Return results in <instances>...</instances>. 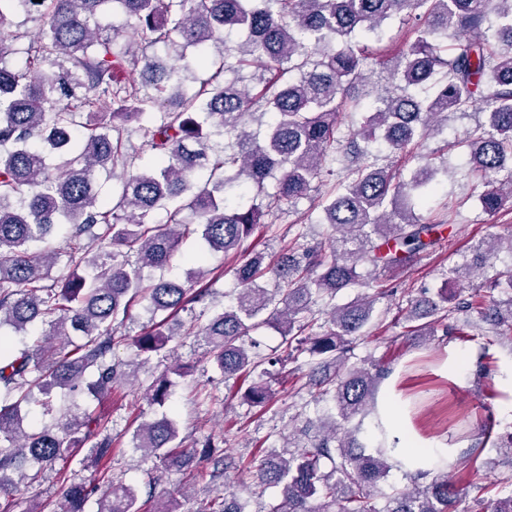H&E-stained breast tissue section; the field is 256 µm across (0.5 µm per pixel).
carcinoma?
I'll return each instance as SVG.
<instances>
[{
  "mask_svg": "<svg viewBox=\"0 0 512 512\" xmlns=\"http://www.w3.org/2000/svg\"><path fill=\"white\" fill-rule=\"evenodd\" d=\"M109 2L147 43L102 24ZM20 15L39 31L19 66L7 64L12 49L0 42V330L39 325L42 333L18 350L0 337V497L28 478L29 462L52 466L83 449V466L93 467L111 455L112 438L89 407L79 420L37 432L27 431L24 419L36 406L53 411L59 390L112 395L175 340L169 318L208 296L200 286L209 275L204 256H187L197 265L189 286L164 277L147 282L142 269L169 265L197 235L239 259V290L206 322H179L185 334L199 337L226 380L306 353L323 371L320 396L333 403L319 424L254 460L255 484L280 488L281 500L268 512H453L459 488L446 462L409 475L406 490L381 493L380 481L401 466L399 439L377 406L390 369L348 365L378 295L333 306L319 333L307 332V313L314 302L362 284L360 267L372 275L404 267L441 243L448 215L424 222L416 209L448 168L416 150L420 140L442 134L448 115L482 105L486 123L459 146L483 181L482 210L512 202V175L497 178L512 160V0H0L1 27ZM395 18L401 30L391 35ZM233 30L246 31V39L226 44L224 34ZM121 35L128 44L116 53L112 44ZM211 45L220 49L216 71L189 78L209 65L204 50ZM157 46L179 64L166 66L148 52ZM377 69L387 73L385 84L365 104L360 88ZM227 71L237 79L224 81ZM107 102L109 120L101 108ZM162 107L160 119L139 126L153 165L135 171L119 123ZM200 112L236 144L211 149ZM344 112L359 121L341 134ZM247 120L266 125L263 138L245 130ZM374 144L400 160L418 158L410 178L395 164L364 162ZM328 158L347 162L346 181L321 203L322 223L336 232L333 246L319 242L299 255L291 243L270 261L250 249L246 241L258 225L310 195ZM100 169L120 182L110 205L95 189ZM185 210L196 223L184 220ZM61 224L62 248L35 249ZM104 242L112 251L95 253ZM503 249L512 255V235L504 242L490 233L475 247L483 260ZM61 261L68 274L52 276ZM271 276L275 287L262 286ZM142 301L152 325L134 339L131 357L116 361L112 350L122 337L113 325ZM448 301L442 290L412 306L411 333L434 336L441 327L469 342L486 323L512 335V300L505 309L493 300ZM269 323L281 327L285 348L264 357L246 338ZM186 373L179 363L160 377L151 403L165 405L173 377ZM244 398L264 405L271 391L252 383ZM133 444L176 473L198 455L212 458L216 448L209 439L199 449L183 447L167 416L138 425ZM89 496L85 484L71 483L54 512H85ZM137 501L135 488L115 481L97 512H140ZM211 512H247V503L226 490Z\"/></svg>",
  "mask_w": 512,
  "mask_h": 512,
  "instance_id": "carcinoma-1",
  "label": "carcinoma"
}]
</instances>
